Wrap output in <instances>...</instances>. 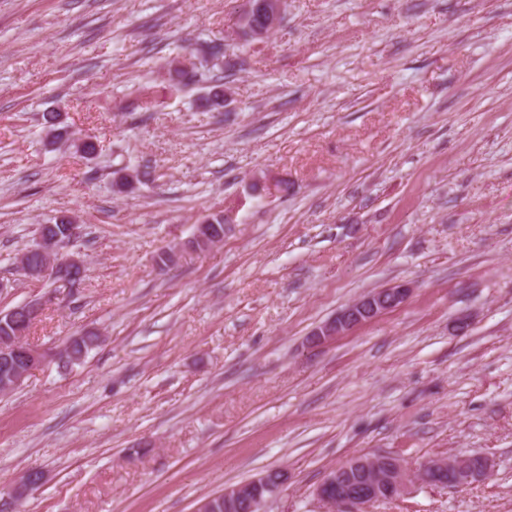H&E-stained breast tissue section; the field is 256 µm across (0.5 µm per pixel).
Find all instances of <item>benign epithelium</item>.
<instances>
[{"label": "benign epithelium", "instance_id": "1", "mask_svg": "<svg viewBox=\"0 0 512 512\" xmlns=\"http://www.w3.org/2000/svg\"><path fill=\"white\" fill-rule=\"evenodd\" d=\"M283 4L280 0L261 3V12L266 15L265 25H278ZM59 238L46 239L38 234V245L32 249L34 257L20 264L19 269L33 283L51 279L65 285L84 274L83 262L75 257L52 261L51 254L57 251ZM413 288L407 282L387 288L370 290L329 318L310 335L309 346L320 347L338 336L371 322L396 309L411 295ZM48 355L31 345L22 337L0 342V361L10 367L13 385L19 386L27 376L47 361ZM370 472L374 479L361 485L355 484V475ZM473 471L469 458H430L422 462L412 473L399 460L377 459L372 456L359 457L328 471L317 485L314 495L335 512H367L375 504L398 499L409 493L412 482L462 487L471 483ZM44 473L31 468L6 490L0 492L3 499L12 501L19 495H29L44 483ZM288 480V474L280 470L274 474L263 472L252 479L222 491L224 512H267L269 505L277 499Z\"/></svg>", "mask_w": 512, "mask_h": 512}]
</instances>
